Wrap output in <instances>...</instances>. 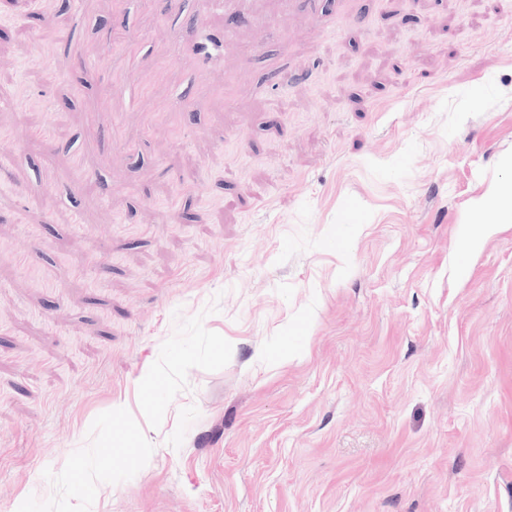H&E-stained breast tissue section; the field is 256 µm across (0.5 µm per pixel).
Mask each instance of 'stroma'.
<instances>
[{
	"instance_id": "1",
	"label": "stroma",
	"mask_w": 512,
	"mask_h": 512,
	"mask_svg": "<svg viewBox=\"0 0 512 512\" xmlns=\"http://www.w3.org/2000/svg\"><path fill=\"white\" fill-rule=\"evenodd\" d=\"M72 10L0 0V512H512V0ZM228 44V35L223 37H213L209 33H198L189 41L184 42L181 38L176 43V53H193L203 57L209 67H216L224 53V48ZM506 197L512 198V182L496 186L492 193L486 195L477 206V211L484 217V223L487 224L486 232L491 227L500 226L503 216L501 201Z\"/></svg>"
}]
</instances>
